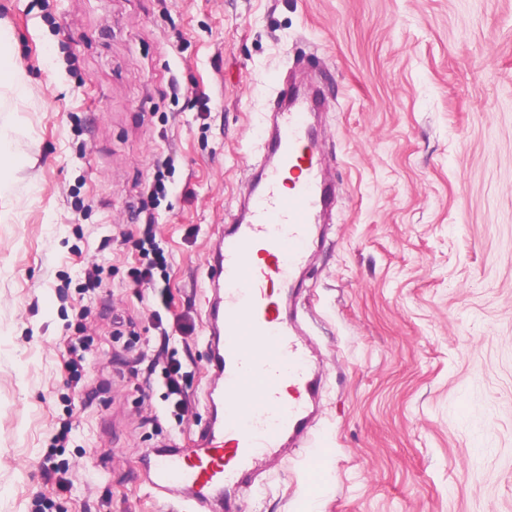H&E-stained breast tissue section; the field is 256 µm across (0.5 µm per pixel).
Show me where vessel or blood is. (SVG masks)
I'll use <instances>...</instances> for the list:
<instances>
[{
  "label": "vessel or blood",
  "mask_w": 512,
  "mask_h": 512,
  "mask_svg": "<svg viewBox=\"0 0 512 512\" xmlns=\"http://www.w3.org/2000/svg\"><path fill=\"white\" fill-rule=\"evenodd\" d=\"M295 90L279 87L263 156L249 167L210 256L208 420L191 447L151 449L144 467L152 497L191 503L195 512H231V493L258 488L267 468L308 437L319 410L321 375L288 300L298 294L320 225L332 221L336 191L310 104ZM288 170L300 177L291 193L281 190Z\"/></svg>",
  "instance_id": "b4317fda"
}]
</instances>
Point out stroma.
Instances as JSON below:
<instances>
[{"label": "stroma", "instance_id": "1", "mask_svg": "<svg viewBox=\"0 0 512 512\" xmlns=\"http://www.w3.org/2000/svg\"><path fill=\"white\" fill-rule=\"evenodd\" d=\"M0 21L34 87L0 112L21 158L0 170V512H170L143 454L207 414L157 430L141 414L162 388L112 384L159 341L137 239L112 232L153 214L171 306L203 321L211 246L291 70L324 93L336 180L297 307L324 389L314 438L239 512H512V0H0ZM88 258L105 286L84 293ZM82 305L101 316L82 373L110 384L90 402L57 345ZM168 348L200 393L204 336ZM80 455L84 480L42 505L45 459Z\"/></svg>", "mask_w": 512, "mask_h": 512}]
</instances>
